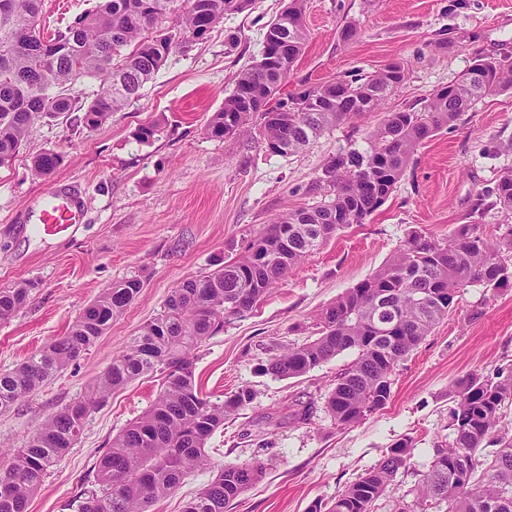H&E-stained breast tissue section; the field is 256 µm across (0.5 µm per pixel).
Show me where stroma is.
<instances>
[{"label":"stroma","instance_id":"35a3bbf8","mask_svg":"<svg viewBox=\"0 0 512 512\" xmlns=\"http://www.w3.org/2000/svg\"><path fill=\"white\" fill-rule=\"evenodd\" d=\"M97 0H44L43 34L65 28ZM288 0H252L225 15L207 38L186 40L138 100L94 130L74 114L41 119L12 163L0 167V288L32 283L27 305L0 320V371L19 364L65 334L111 282L139 274L136 300L73 366L0 415V453L20 448L41 422L75 399L109 366L126 342L157 313L180 281L238 256L279 213L315 203L309 192L324 164L349 147L366 149L369 130L385 112L416 104L467 68L473 51L512 54V0H307L308 41L282 95L388 62H407L405 85L357 125L327 131L302 154L266 150L259 133L210 138L205 126L233 90V79L260 55L268 24ZM354 27L352 37L340 32ZM157 130L148 141L139 127ZM512 93L486 98L414 153L388 200L364 223L339 230L296 267L252 312L226 323L200 348L195 377L212 400L239 387L255 398L225 420L207 444L212 467L188 476L153 512H180L214 469L259 462L263 477L226 512H310L331 501L377 464L390 446L411 441L415 468L399 472L393 492L373 512L413 501L418 473L436 445L447 443L448 391L462 375L494 378L512 368V288H467L447 318L396 367L384 408L355 425L336 424L326 408L336 375L352 360L344 352L304 376L261 372L291 343L313 339L316 317L338 296L379 269L416 231L445 241L456 225L477 223L495 237L512 229L497 211H477V195L512 167ZM53 150L62 162L32 177L31 159ZM75 184L84 223L47 233L29 221L43 194ZM482 309L470 320L472 309ZM158 380L139 378L92 411L69 453L50 469L28 512H62L83 489L87 473L129 421L146 411ZM307 422L291 420L295 401Z\"/></svg>","mask_w":512,"mask_h":512}]
</instances>
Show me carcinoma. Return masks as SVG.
Segmentation results:
<instances>
[{"instance_id": "1", "label": "carcinoma", "mask_w": 512, "mask_h": 512, "mask_svg": "<svg viewBox=\"0 0 512 512\" xmlns=\"http://www.w3.org/2000/svg\"><path fill=\"white\" fill-rule=\"evenodd\" d=\"M0 12V165L19 152L36 121L76 112L87 129L121 111L160 70L171 53L204 25L241 11L249 0H188L179 25L152 34L171 0H98L67 26L46 36L37 21L44 0H7ZM305 0L268 25L261 54L288 48L277 66L256 59L235 78L224 105L205 126L214 139L248 136L252 123L269 151L302 153L326 130L383 110L408 77V64L391 61L368 76L356 75L307 87L271 104L288 79L307 40ZM64 41L67 51L49 58V43ZM85 78L99 80L86 104L74 95ZM512 91V56L472 57L458 79L431 92L420 103L389 112L368 134L369 149L349 148L322 169L309 191L321 200L278 215L237 257L180 282L160 313L129 339L87 395L46 419L0 468V512H28L32 495L50 469L74 446L90 412L113 392L143 376H159L152 406L112 438L93 466L91 487L66 509L76 512H148L192 473L209 468L206 444L224 420L252 403L254 393L239 388L211 400L195 377V351L246 315L337 230L361 224L389 198L417 147L456 125L483 98ZM62 155L45 151L31 160L37 176L52 174ZM486 205L512 218V167L487 191ZM488 291L512 288V231L483 237L475 224H459L440 243L413 232L405 244L368 278L348 289L317 316L318 336L273 355L263 372L293 378L309 373L339 354L355 358L336 377L326 405L336 424L351 426L385 407L398 363L453 309L468 287ZM138 275L110 283L87 305L71 329L0 372V413L15 409L47 381L76 363L81 354L139 295ZM27 284L0 288V320L12 317L29 297ZM452 442L433 448L432 460L418 472L420 512H512V435L498 426L512 404V372L498 380L470 373L449 394ZM498 449L483 454V443ZM408 440L387 449L381 462L363 473L331 502L311 512H372L374 502L392 491L396 475L411 467ZM264 472L259 463L227 464L188 500L182 512H224Z\"/></svg>"}]
</instances>
